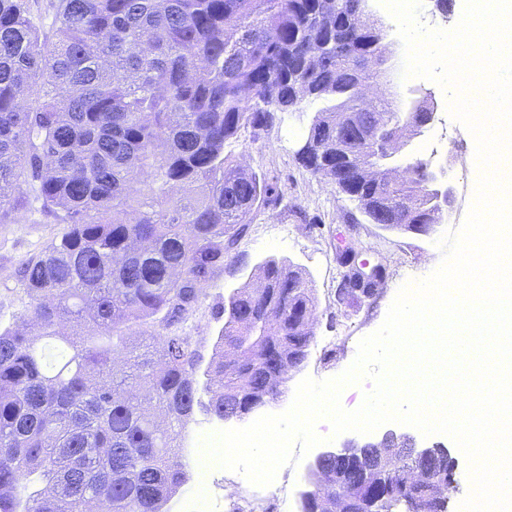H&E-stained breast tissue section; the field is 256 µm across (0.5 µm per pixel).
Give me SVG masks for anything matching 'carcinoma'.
Wrapping results in <instances>:
<instances>
[{"label":"carcinoma","instance_id":"carcinoma-1","mask_svg":"<svg viewBox=\"0 0 512 512\" xmlns=\"http://www.w3.org/2000/svg\"><path fill=\"white\" fill-rule=\"evenodd\" d=\"M320 0H0V223L30 188L68 225L19 274L29 307L0 328V512H166L193 478L185 428L224 420L262 393L310 333L301 269L269 258L266 287L224 299L207 364L183 328L274 188L234 152L241 128L318 106L306 140L336 143L356 112L352 72L379 52L382 24L352 29L297 97L288 77L336 16ZM426 162L390 182L372 224L410 231L434 212ZM303 166L351 193L353 176ZM80 332L67 337L61 327ZM148 325L149 351L134 337Z\"/></svg>","mask_w":512,"mask_h":512}]
</instances>
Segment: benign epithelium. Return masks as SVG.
I'll list each match as a JSON object with an SVG mask.
<instances>
[{"label":"benign epithelium","instance_id":"benign-epithelium-1","mask_svg":"<svg viewBox=\"0 0 512 512\" xmlns=\"http://www.w3.org/2000/svg\"><path fill=\"white\" fill-rule=\"evenodd\" d=\"M432 112H415L403 124L406 133L383 142L382 149L388 161L398 154L407 143L406 136L431 124ZM336 165L345 164L356 172L359 185L372 188V198L378 213L383 214L390 207V201L379 187L383 183L382 168L370 155H351L339 149L341 137H336ZM426 190L442 219L450 217L453 188L450 165L430 166ZM336 258L345 268L339 298L356 293L362 300L370 298L375 286L384 278L385 268L380 262L372 263L361 258V251L352 240H342L336 247ZM426 459L428 463L406 471L404 479L392 487V496L398 501L413 500L424 493L432 512H448L451 490L457 487L456 461L448 449L441 444L431 447H416L414 438L405 433L387 430L374 439L362 442L349 441L336 449L321 451L311 465L312 481L309 489L302 492L303 503L313 512H379L376 501L359 494L345 492L346 476L360 487H377L389 483L392 465L407 455ZM326 460L336 461V473L324 475L322 464Z\"/></svg>","mask_w":512,"mask_h":512}]
</instances>
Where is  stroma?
<instances>
[{
    "label": "stroma",
    "mask_w": 512,
    "mask_h": 512,
    "mask_svg": "<svg viewBox=\"0 0 512 512\" xmlns=\"http://www.w3.org/2000/svg\"><path fill=\"white\" fill-rule=\"evenodd\" d=\"M373 12L394 43L393 53L385 64V100L407 106L412 89L420 84L434 94V123L408 140L399 155L400 161L405 164L416 159H450L452 215L427 235L369 223L356 203L334 183L312 174L297 158L313 110L277 114L272 124L257 134L248 127L240 130L236 152L246 169L274 187L275 200L255 206L248 218L247 233L239 238L224 265L215 270L206 296L188 318L187 331L196 353L203 360H210L224 325L221 310L225 297L240 287L265 259H285L300 267L313 290V337L306 359L285 385L284 396L268 406L271 414L282 413L291 406L303 379H333L353 364L360 341L383 325L405 275L421 281L441 265L444 254L439 240L446 233L460 230L475 199L479 177L476 141L448 113L452 91L429 79H403L405 48L398 25L381 0H375ZM65 230V225L54 223L33 205L15 211L11 223H0L1 326L15 322L30 303L18 274L21 264L38 256ZM343 238L358 240L379 254L386 265V276L377 284L369 302L336 300L342 274L336 260V245ZM315 457V452L310 451L281 466L274 481L264 488L252 484L237 471H224L218 479L225 496L243 504L247 512H301V494L308 487Z\"/></svg>",
    "instance_id": "stroma-1"
}]
</instances>
